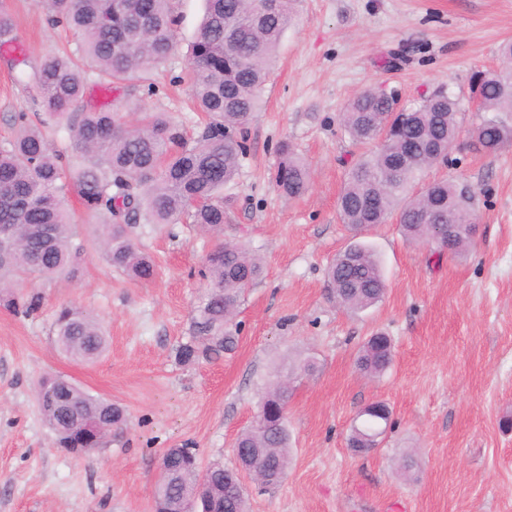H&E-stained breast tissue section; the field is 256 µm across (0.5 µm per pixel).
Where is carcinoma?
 <instances>
[{
    "instance_id": "1",
    "label": "carcinoma",
    "mask_w": 512,
    "mask_h": 512,
    "mask_svg": "<svg viewBox=\"0 0 512 512\" xmlns=\"http://www.w3.org/2000/svg\"><path fill=\"white\" fill-rule=\"evenodd\" d=\"M206 2L187 74L191 100L206 117L196 135H187L165 112H143L129 124L109 108L84 105L89 85H135L170 57L179 25L172 0H38L51 26L72 32L75 49L47 56L31 70L25 69L26 59H12L15 81L26 90L32 113L14 115L12 136L0 144L1 289L78 269L85 248L74 244L80 225L67 202L72 189L96 219L94 242L103 260L137 282L153 281L156 265L134 242V225L193 224L210 235L204 259L208 285L193 309V336L176 350L184 365L217 361L236 349L234 317L263 276L257 255L242 242L224 239V186L238 175L246 153L244 130L261 105L270 64L296 5V0H271L261 11L256 0ZM14 40L13 18L1 9L0 48ZM500 55L507 66L478 75L472 88L482 112L472 135L488 154L512 145L511 41L502 44ZM393 106L390 94L373 88L351 98L342 112L345 132L373 149L347 173L338 200L340 219L357 236L394 216L406 241L427 246L433 255L458 256L473 241V193L448 180L430 183L413 197L403 193L419 173L448 160L459 136V102L437 88L407 108L406 120L393 124L384 137ZM62 130L66 151L51 143ZM280 152L276 187L299 197L309 188V166L286 142ZM327 282L330 298L351 312L375 306L386 291L377 254L359 242L336 254ZM0 301L27 313L39 299L8 292ZM53 335L61 353L86 363L98 359L107 345L99 318L75 305L56 310ZM392 359L391 339L376 333L359 347L355 362L361 373L377 377ZM315 370L310 358L295 361L264 388L261 413L233 443L236 466L215 462L203 470L191 449L165 450L167 475L155 486L154 507L179 512L202 478L208 494L222 502V512H248L245 473L266 470L273 486L283 480L290 457L289 381L295 373ZM50 391L55 402L41 410L54 432L75 414L102 418L114 432L125 422L121 405L75 383L45 376L37 395ZM389 420L388 413L367 415L352 426L348 446L356 454L370 452L382 442Z\"/></svg>"
}]
</instances>
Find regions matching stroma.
Returning <instances> with one entry per match:
<instances>
[{
    "label": "stroma",
    "instance_id": "1",
    "mask_svg": "<svg viewBox=\"0 0 512 512\" xmlns=\"http://www.w3.org/2000/svg\"><path fill=\"white\" fill-rule=\"evenodd\" d=\"M178 47L140 86L90 87L91 104L124 119L165 112L186 129L187 52L205 0H173ZM17 40L0 49V141L26 93L6 66L20 56L37 65L72 42L51 27L35 0H0ZM512 40V0H298L292 24L246 132L239 176L224 188V237L245 241L265 266L236 320L237 351L217 362L184 365L175 351L191 334L203 277L206 238L187 224L140 225L137 243L159 274L142 284L109 267L93 246L95 221L71 199L84 224L87 253L74 276L26 281L39 295L29 315L0 306V512H153L163 452L195 449L202 465L235 463L233 442L254 420L275 364L315 357L317 371L295 380L288 399L291 456L272 490L248 485L250 512H512V148L487 156L471 146V78L497 69ZM382 86L410 105L444 88L461 103L462 132L424 184L468 186L478 231L460 257L430 255L404 241L395 221L361 236L382 261L386 293L348 313L328 294L326 269L351 241L337 202L347 169L363 152L339 115L355 93ZM311 170L308 191L283 197L274 185L281 143ZM98 316L108 347L84 363L53 341L58 307ZM391 336L394 359L382 376L360 373L354 356L372 333ZM60 375L125 406L127 421L87 455L59 448L35 400L39 379ZM382 401L392 427L380 448L356 454L348 438L356 415ZM414 466L404 471L402 459Z\"/></svg>",
    "mask_w": 512,
    "mask_h": 512
}]
</instances>
